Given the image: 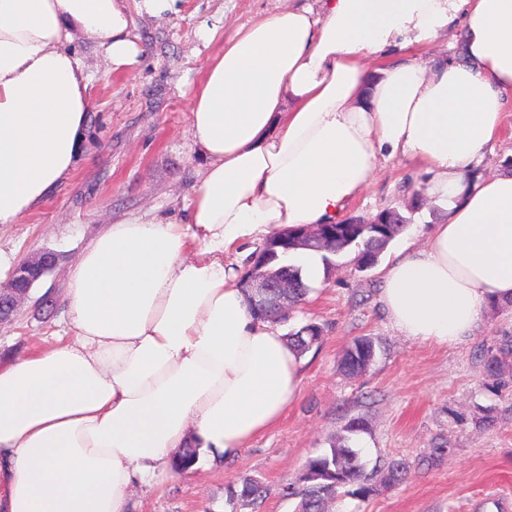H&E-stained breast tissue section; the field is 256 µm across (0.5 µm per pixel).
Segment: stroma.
I'll return each instance as SVG.
<instances>
[{
  "instance_id": "1",
  "label": "stroma",
  "mask_w": 512,
  "mask_h": 512,
  "mask_svg": "<svg viewBox=\"0 0 512 512\" xmlns=\"http://www.w3.org/2000/svg\"><path fill=\"white\" fill-rule=\"evenodd\" d=\"M288 2L177 0L174 11L149 15L127 0L130 37L141 49L127 70H113L94 39L72 30L65 48L81 63L90 101L84 141L71 173L22 223L0 225V254L8 259L0 289L18 263L45 251L57 256L11 320L0 323L1 365L57 344L69 272L109 224L126 216L186 218L205 164L188 130L195 86L238 28ZM420 178L405 158L380 159L372 185L344 212L367 220L394 208L411 217L385 257L422 246L445 214L443 198L415 190ZM334 262L277 323L284 334L311 322L322 329L299 355L302 388L284 418L230 458L135 485L131 512H295L289 484L309 457L345 438L367 473L381 476L394 459L408 472L366 499L340 494L333 512H501L500 501H512V358L493 378L484 356L488 346L512 340V303L491 304L474 336L456 346L424 345L392 326L380 302L379 268L361 269L352 252ZM361 337L372 338L375 358L361 373L344 372L341 359ZM355 417L366 429L346 436ZM246 478L265 486L262 501L234 499Z\"/></svg>"
}]
</instances>
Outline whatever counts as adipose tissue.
Here are the masks:
<instances>
[{
  "label": "adipose tissue",
  "mask_w": 512,
  "mask_h": 512,
  "mask_svg": "<svg viewBox=\"0 0 512 512\" xmlns=\"http://www.w3.org/2000/svg\"><path fill=\"white\" fill-rule=\"evenodd\" d=\"M125 0H0V224L67 176L89 101L63 43L140 53ZM457 27V50H419ZM512 92V0H311L241 27L206 66L189 134L206 159L186 221L127 217L69 273V342L0 365V512H128L183 448L234 455L298 397L301 366L254 316L225 251L334 224L380 157L449 197L383 269L407 338L453 346L512 302V172L478 168Z\"/></svg>",
  "instance_id": "adipose-tissue-1"
}]
</instances>
